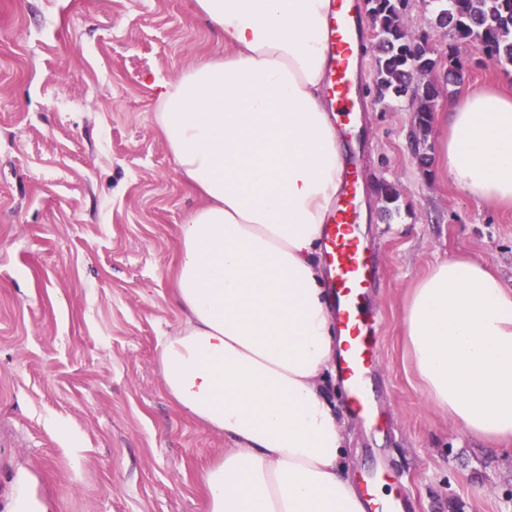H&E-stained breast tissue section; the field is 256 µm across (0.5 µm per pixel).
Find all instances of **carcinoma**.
<instances>
[{
    "label": "carcinoma",
    "instance_id": "carcinoma-1",
    "mask_svg": "<svg viewBox=\"0 0 512 512\" xmlns=\"http://www.w3.org/2000/svg\"><path fill=\"white\" fill-rule=\"evenodd\" d=\"M436 25L451 33L452 43L446 53V81L458 84L462 79L463 53L475 52L482 62L502 70L512 68V0H429ZM406 0H370L368 14L375 31L370 48L377 96L408 101L418 113V123L411 145L419 149L432 130V106L437 94L433 81L415 80L417 72L431 75L436 65L434 52L427 47V37L416 41L405 23Z\"/></svg>",
    "mask_w": 512,
    "mask_h": 512
}]
</instances>
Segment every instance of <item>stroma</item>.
I'll use <instances>...</instances> for the list:
<instances>
[{
	"label": "stroma",
	"mask_w": 512,
	"mask_h": 512,
	"mask_svg": "<svg viewBox=\"0 0 512 512\" xmlns=\"http://www.w3.org/2000/svg\"><path fill=\"white\" fill-rule=\"evenodd\" d=\"M223 53L194 0H0V512L23 491L49 512H204L197 471L227 442L177 409L157 363L198 198L155 114L159 83ZM359 83L347 149L379 269L381 422L357 420L328 377L348 475L399 476L413 512H512V441L487 447L429 404L403 322L438 262L474 257L512 281V210L442 179L438 133L414 154L416 115L369 94L372 62ZM480 87L512 93V73L469 62L450 91Z\"/></svg>",
	"instance_id": "1"
}]
</instances>
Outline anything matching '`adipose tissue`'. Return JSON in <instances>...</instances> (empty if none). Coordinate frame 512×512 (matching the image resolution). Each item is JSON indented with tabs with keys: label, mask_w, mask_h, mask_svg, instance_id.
Here are the masks:
<instances>
[{
	"label": "adipose tissue",
	"mask_w": 512,
	"mask_h": 512,
	"mask_svg": "<svg viewBox=\"0 0 512 512\" xmlns=\"http://www.w3.org/2000/svg\"><path fill=\"white\" fill-rule=\"evenodd\" d=\"M224 45L163 83L156 124L202 203L179 224L177 332L163 386L230 446L200 474L206 512H364L345 427L323 382L336 330L316 254L343 187V140L325 94L332 0H194ZM439 172L512 207V95L439 104ZM432 406L495 447L512 439V284L469 257L435 265L404 313Z\"/></svg>",
	"instance_id": "1"
}]
</instances>
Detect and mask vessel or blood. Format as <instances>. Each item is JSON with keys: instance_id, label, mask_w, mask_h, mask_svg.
<instances>
[{"instance_id": "b4317fda", "label": "vessel or blood", "mask_w": 512, "mask_h": 512, "mask_svg": "<svg viewBox=\"0 0 512 512\" xmlns=\"http://www.w3.org/2000/svg\"><path fill=\"white\" fill-rule=\"evenodd\" d=\"M354 47L348 0H336L330 18L329 52L333 69L329 89L333 98L349 111L358 99V91L351 82ZM323 246L339 337L336 372L349 410L364 423L373 424L379 420L372 391L378 348L364 302L375 270L356 222L353 196L345 194L339 198L332 219L324 228ZM388 478V472L382 469L373 470L363 478L361 495L366 512H409L407 494L387 497L380 494L379 485Z\"/></svg>"}]
</instances>
